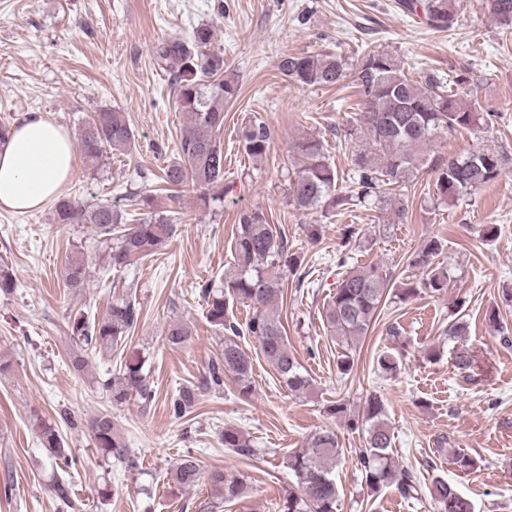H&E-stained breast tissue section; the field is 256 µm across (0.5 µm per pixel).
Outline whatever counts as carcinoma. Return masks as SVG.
<instances>
[{"mask_svg": "<svg viewBox=\"0 0 512 512\" xmlns=\"http://www.w3.org/2000/svg\"><path fill=\"white\" fill-rule=\"evenodd\" d=\"M397 5L404 15L429 28L447 30L454 24L458 0H397ZM482 8L493 19L512 24V0H482ZM213 39L211 26L202 23L193 28L189 38L166 39L155 50L159 61L174 66L176 103L189 118L177 157L163 167V181L171 197L191 190L206 208L224 201V148L219 135L224 130V101L238 94V83L226 75L224 52L212 49ZM278 69L289 81L303 86L332 88L350 77L358 96L357 112L344 134L360 142L352 159L349 186L342 185L338 169L330 162L321 140L302 137L293 144L298 165L289 179L288 202L303 216H336L359 202L376 208L389 206L397 217H403L404 197L427 163L428 152L440 139L477 124L476 100L460 97L436 76H429L422 83L414 80L404 64L387 52L369 51L352 68L334 53L290 54L280 57ZM271 140L270 126L261 118L250 120L242 130L244 151L256 160L266 156ZM134 147L133 129L124 113L117 110H99L78 133L79 152L89 169L100 167L109 151H130ZM509 163L512 157L506 152L483 146L450 156L446 161L438 159L431 164L436 195L442 201H455L493 182ZM136 205L142 207L145 217L136 224H128L121 210L109 202L62 197L55 203L53 220L64 226L91 225L94 235L110 245L109 265L119 271L157 253L174 232L171 218L158 207L153 195L143 196ZM442 250L438 239L424 241L410 260V266L421 270L422 277L419 282L403 287H394L393 275L378 264L342 273L325 307L327 328L346 349L337 360L340 373L352 369L354 360L347 352L350 343L368 332L388 298L404 303L421 290L431 296L446 292L448 268L438 260ZM231 255L233 262L224 269L223 282L202 288L207 299V321L224 330L221 363L209 369L206 386H223L224 375L229 374L239 395L251 394L252 359L236 342L247 335L257 341L263 357L288 392H308L313 386L312 378L289 350L285 327L274 309L281 293L280 280L265 271L268 260L278 259L296 272L303 265V257L288 252V242L260 209L240 213ZM88 275L85 262L74 257L68 259L62 272L66 287L74 291L85 287ZM14 287L12 269L3 260L0 294L10 293ZM238 304L252 309L243 327L233 312ZM139 317V307L130 295L113 299L100 318L82 313L69 317L70 338L77 348L69 357L70 369L82 374L87 367L84 353L112 351ZM187 337L184 325L168 323L166 338L170 344L181 345ZM400 361V357L388 351L377 359L385 375L395 373ZM146 362V357L133 354L117 374L96 378L94 384L112 406L134 402L145 410L155 396L145 372ZM197 397L195 388L183 387L171 398L169 413L183 418L196 406ZM385 415L381 396L370 394L362 412L365 443L358 457L369 487L375 491L393 487L404 498L424 491L437 506V512H475L473 502L444 477L431 473L428 481L422 482L411 470L397 465L391 453L394 435ZM89 431L101 457L113 458L131 472L138 470L139 459L120 436L110 411L92 418ZM39 438L53 466L63 472L71 467L74 458L57 426L40 424ZM222 442L224 448L241 457L256 455L250 440L235 428H224ZM341 455L334 431L325 428L314 433L305 447L289 458L297 489L286 492L278 512H336L338 490L333 472ZM200 477L199 460L191 450L183 452L170 470V479L181 487L196 485ZM209 482L222 493L224 503L242 498L248 489L243 473L213 470Z\"/></svg>", "mask_w": 512, "mask_h": 512, "instance_id": "cac0c4a2", "label": "carcinoma"}]
</instances>
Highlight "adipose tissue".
<instances>
[{
  "label": "adipose tissue",
  "mask_w": 512,
  "mask_h": 512,
  "mask_svg": "<svg viewBox=\"0 0 512 512\" xmlns=\"http://www.w3.org/2000/svg\"><path fill=\"white\" fill-rule=\"evenodd\" d=\"M74 173L67 132L42 113H27L0 141V210L37 209L56 197Z\"/></svg>",
  "instance_id": "obj_1"
}]
</instances>
